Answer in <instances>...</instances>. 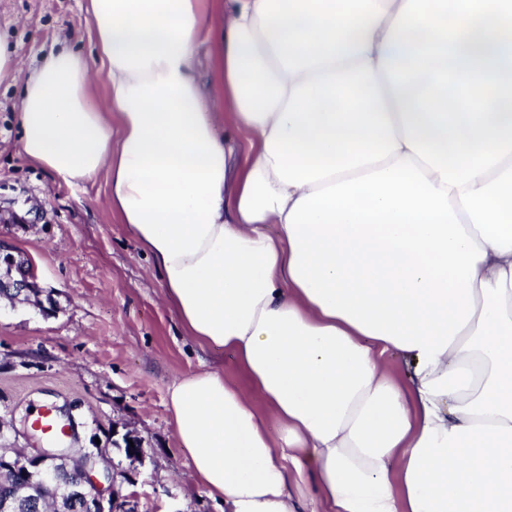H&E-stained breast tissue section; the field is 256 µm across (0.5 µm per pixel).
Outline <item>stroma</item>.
<instances>
[{"mask_svg":"<svg viewBox=\"0 0 512 512\" xmlns=\"http://www.w3.org/2000/svg\"><path fill=\"white\" fill-rule=\"evenodd\" d=\"M0 34L23 67L64 43L92 52L84 0H0ZM17 84L0 85V241L25 255L36 296L0 301V448L35 443L36 403L73 408L72 449L107 446L136 512H224L194 477L169 403L174 380L213 369L248 379L235 355L186 335L162 280L106 203L105 177L69 187L19 151ZM145 439L144 464L111 447L113 430Z\"/></svg>","mask_w":512,"mask_h":512,"instance_id":"1","label":"stroma"}]
</instances>
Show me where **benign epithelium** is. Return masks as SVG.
Returning a JSON list of instances; mask_svg holds the SVG:
<instances>
[{"mask_svg": "<svg viewBox=\"0 0 512 512\" xmlns=\"http://www.w3.org/2000/svg\"><path fill=\"white\" fill-rule=\"evenodd\" d=\"M28 265L29 260L15 256L0 243V294L35 289ZM57 419L68 438L77 437L78 424L71 408H62ZM69 451L68 447L32 448L23 457L26 468L36 472L40 483L56 490V512H69L71 504L78 501L89 512H132L130 500L117 484L112 461L87 448L81 467L74 471L63 466Z\"/></svg>", "mask_w": 512, "mask_h": 512, "instance_id": "obj_1", "label": "benign epithelium"}]
</instances>
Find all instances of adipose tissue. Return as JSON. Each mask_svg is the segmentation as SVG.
<instances>
[{
  "label": "adipose tissue",
  "mask_w": 512,
  "mask_h": 512,
  "mask_svg": "<svg viewBox=\"0 0 512 512\" xmlns=\"http://www.w3.org/2000/svg\"><path fill=\"white\" fill-rule=\"evenodd\" d=\"M19 150L107 204L194 340L179 445L224 512H512V0H88ZM209 45L210 88L195 60Z\"/></svg>",
  "instance_id": "adipose-tissue-1"
}]
</instances>
